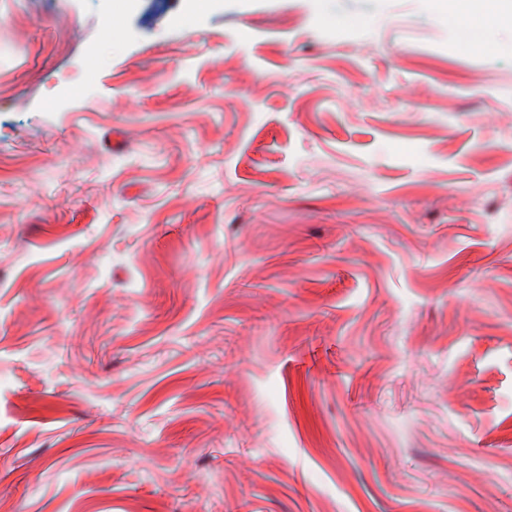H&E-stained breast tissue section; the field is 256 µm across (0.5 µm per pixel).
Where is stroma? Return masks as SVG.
I'll return each mask as SVG.
<instances>
[{
	"label": "stroma",
	"instance_id": "1",
	"mask_svg": "<svg viewBox=\"0 0 512 512\" xmlns=\"http://www.w3.org/2000/svg\"><path fill=\"white\" fill-rule=\"evenodd\" d=\"M460 24L0 0V512H512V29Z\"/></svg>",
	"mask_w": 512,
	"mask_h": 512
}]
</instances>
